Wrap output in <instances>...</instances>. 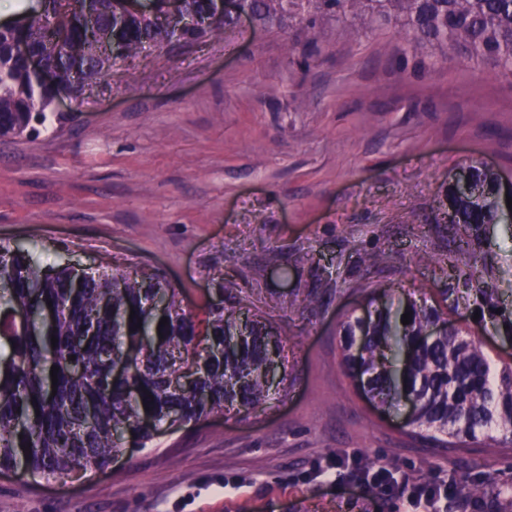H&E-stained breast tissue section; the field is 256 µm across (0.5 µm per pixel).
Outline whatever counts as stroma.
<instances>
[{
    "mask_svg": "<svg viewBox=\"0 0 512 512\" xmlns=\"http://www.w3.org/2000/svg\"><path fill=\"white\" fill-rule=\"evenodd\" d=\"M325 28L244 21L144 49L63 98L65 125L0 138V239L36 243L47 267L162 270L189 310L224 275L288 373L258 414L162 430L102 471L0 473V512H406L414 475L453 484L448 512H512V457L409 436L406 405L373 408L336 336L384 291L447 287L439 201L471 160L512 171V77L442 59L403 71L397 29ZM375 252L386 265L364 264ZM379 463L392 478L378 490Z\"/></svg>",
    "mask_w": 512,
    "mask_h": 512,
    "instance_id": "35a3bbf8",
    "label": "stroma"
}]
</instances>
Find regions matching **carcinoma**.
<instances>
[{
	"label": "carcinoma",
	"instance_id": "obj_1",
	"mask_svg": "<svg viewBox=\"0 0 512 512\" xmlns=\"http://www.w3.org/2000/svg\"><path fill=\"white\" fill-rule=\"evenodd\" d=\"M57 0H36L19 19L0 24V137L38 132L55 112L56 88L41 83L19 45L42 56L57 84L78 95L83 81L112 65L102 39L107 29L133 56L168 41L178 22L194 15L203 28L192 40L219 35L241 11L261 26H298L320 34L318 21L351 16L371 27L400 26L405 54L424 67L440 54L450 61L490 63L512 76V0H73L57 16ZM462 175L469 195L455 192ZM448 288L438 298H397L351 314L340 324L341 365L383 406L414 400L410 433L437 447L483 441L512 447V357L490 371L469 323L448 321L442 336L429 325L460 303L475 323L512 337V308L499 300V267L483 228L502 220L499 173L475 159L448 175ZM36 245L0 241V471L22 470L32 480H64L107 467L125 447L147 448L173 418L199 422L226 412L251 414L270 390L288 393L269 367L282 363V345L260 316L242 314V299L224 275L197 313L158 270L135 267L44 269ZM135 314H130V311ZM410 313V323L402 324ZM167 324L161 325V318ZM57 343H51V338ZM57 367V383L50 370Z\"/></svg>",
	"mask_w": 512,
	"mask_h": 512
}]
</instances>
